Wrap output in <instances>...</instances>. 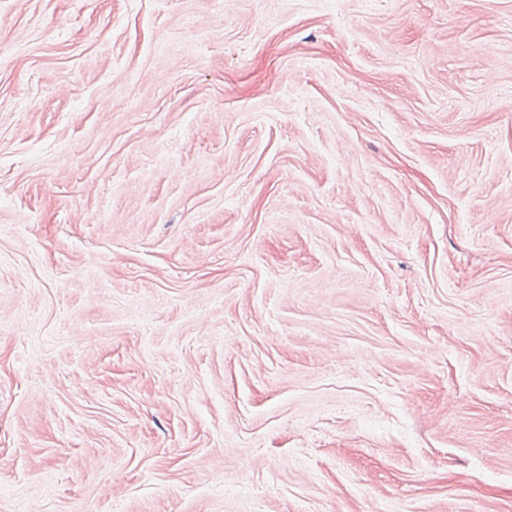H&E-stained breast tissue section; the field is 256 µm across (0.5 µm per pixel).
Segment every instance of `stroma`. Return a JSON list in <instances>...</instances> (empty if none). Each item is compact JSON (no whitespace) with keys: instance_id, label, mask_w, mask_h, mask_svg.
Instances as JSON below:
<instances>
[{"instance_id":"35a3bbf8","label":"stroma","mask_w":512,"mask_h":512,"mask_svg":"<svg viewBox=\"0 0 512 512\" xmlns=\"http://www.w3.org/2000/svg\"><path fill=\"white\" fill-rule=\"evenodd\" d=\"M512 512V0H0V512Z\"/></svg>"}]
</instances>
